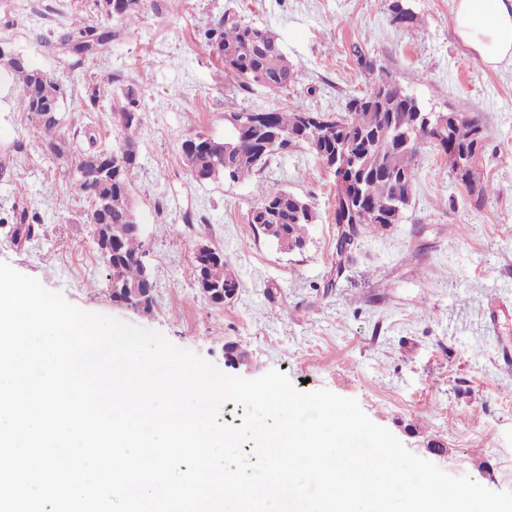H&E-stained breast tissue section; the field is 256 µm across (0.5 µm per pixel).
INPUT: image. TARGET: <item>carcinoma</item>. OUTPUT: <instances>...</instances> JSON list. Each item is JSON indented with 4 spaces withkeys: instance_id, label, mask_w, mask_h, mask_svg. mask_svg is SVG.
Wrapping results in <instances>:
<instances>
[{
    "instance_id": "carcinoma-1",
    "label": "carcinoma",
    "mask_w": 512,
    "mask_h": 512,
    "mask_svg": "<svg viewBox=\"0 0 512 512\" xmlns=\"http://www.w3.org/2000/svg\"><path fill=\"white\" fill-rule=\"evenodd\" d=\"M100 14L112 16L117 10L128 19L140 9L142 0H97ZM391 22L399 28H412L417 17L406 6V0H392L389 5ZM120 35L114 29L106 31L97 22L85 24L75 33L66 32L59 37V45L72 49L77 56L73 66L96 59L106 53L112 40ZM199 37L224 65L242 91L257 84L271 91L291 87L297 80L299 67L284 55L277 38L267 29L243 21L237 14L224 12ZM359 64L370 76L369 86L360 95L351 96L340 113H317L316 123L305 124L306 110L291 106L264 112V128L253 124V113L234 112V123L224 141H215L199 134L185 140L181 154L196 181L227 177L240 180L264 169L274 155L290 147L305 146L325 165L332 164L336 148L341 146L348 155L367 166L365 170H351L344 179L357 182L360 206L351 216L356 225L355 240L345 241V233H336V266H341L344 245L355 247L356 238L366 230H377L387 224H396L409 205L416 176V161L422 145L429 142L440 153L470 156L481 154L487 144V133L476 116L463 115L449 119L447 112L429 113L418 99L399 82L396 74L374 61L360 50L356 51ZM0 64L19 84L17 104L27 113L31 123L32 141L57 150L56 132L59 126L57 112L67 96L66 84L51 79L28 67L23 60L0 57ZM418 110L429 116L431 127L417 123L412 134L413 148L403 146L399 138H391L378 149H372L374 140L385 135L391 116ZM141 101L137 91L128 87L122 94L117 112L120 138L114 170L108 182L100 173L106 164L101 151L79 149L73 152L71 168L77 177V187L86 197L91 195L107 199L108 206L100 215H87L86 223L105 225L112 253L104 260L110 278L124 285L120 292L110 291L112 299L137 309L149 303L152 282L141 263V240L137 214L130 202L131 178L139 164L137 129L141 125ZM280 135L270 148L264 144V130ZM449 176L468 195H476L477 203L489 198L492 189L482 183L471 182L467 171L451 170ZM313 206L305 199L275 185L264 187L257 204L248 214V223L259 228L263 235L285 251H300L306 245L308 226L314 223ZM0 224L12 226V236L18 242H27L37 236L40 218L34 204L15 203L0 215ZM209 285V300L219 305L224 290L239 288V283L224 257L212 261L203 270Z\"/></svg>"
}]
</instances>
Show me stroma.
<instances>
[{"instance_id": "stroma-1", "label": "stroma", "mask_w": 512, "mask_h": 512, "mask_svg": "<svg viewBox=\"0 0 512 512\" xmlns=\"http://www.w3.org/2000/svg\"><path fill=\"white\" fill-rule=\"evenodd\" d=\"M389 0H144L127 20H108L118 40L98 61L70 69L50 48L59 33L97 19L96 0H0V38L27 65L69 82L59 151L31 142L17 86L0 80V211L26 199L42 217L31 241L0 227V261L58 291L82 310L161 332L173 344L255 379L275 369L299 391L327 389L410 452L454 476L512 491V61L486 67L455 36L453 0H410L418 22L391 24ZM231 11L274 32L300 70L295 85L239 91L198 32ZM393 71L426 110L468 112L489 134L481 178L493 192L476 204L455 186L432 146L418 157L411 202L400 223L366 231L351 262L334 265L335 177L305 147L273 157L245 181H194L180 153L196 134L223 140L231 113L298 105L340 112L365 91L353 46ZM141 99L139 166L132 200L152 273L150 312L112 300L109 268L87 199L69 168L70 150L115 146L112 114L122 97L108 74ZM99 89L87 111L85 89ZM276 183L308 200L317 218L303 250L288 252L248 222L261 186ZM222 251L239 289L212 304L198 288V247ZM249 363L227 366L225 348ZM442 445L434 457L428 444Z\"/></svg>"}]
</instances>
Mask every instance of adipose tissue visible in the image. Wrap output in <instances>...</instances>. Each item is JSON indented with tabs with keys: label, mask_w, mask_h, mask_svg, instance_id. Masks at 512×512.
<instances>
[{
	"label": "adipose tissue",
	"mask_w": 512,
	"mask_h": 512,
	"mask_svg": "<svg viewBox=\"0 0 512 512\" xmlns=\"http://www.w3.org/2000/svg\"><path fill=\"white\" fill-rule=\"evenodd\" d=\"M454 23L484 65L512 61V0H454Z\"/></svg>",
	"instance_id": "obj_1"
}]
</instances>
